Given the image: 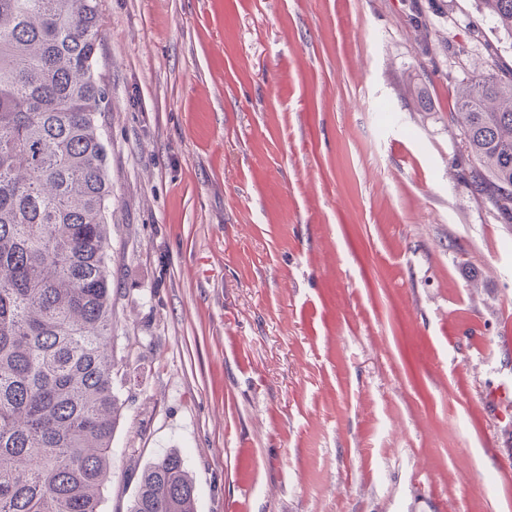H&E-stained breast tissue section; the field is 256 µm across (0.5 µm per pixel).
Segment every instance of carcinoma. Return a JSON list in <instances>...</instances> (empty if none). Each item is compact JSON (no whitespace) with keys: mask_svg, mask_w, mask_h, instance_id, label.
Here are the masks:
<instances>
[{"mask_svg":"<svg viewBox=\"0 0 512 512\" xmlns=\"http://www.w3.org/2000/svg\"><path fill=\"white\" fill-rule=\"evenodd\" d=\"M512 37V0H479ZM102 0H0V512H101L112 377V185L96 74ZM472 186L512 217V68L458 86ZM178 452L129 512H195Z\"/></svg>","mask_w":512,"mask_h":512,"instance_id":"obj_1","label":"carcinoma"}]
</instances>
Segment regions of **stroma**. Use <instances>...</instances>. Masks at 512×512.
<instances>
[{"instance_id":"stroma-1","label":"stroma","mask_w":512,"mask_h":512,"mask_svg":"<svg viewBox=\"0 0 512 512\" xmlns=\"http://www.w3.org/2000/svg\"><path fill=\"white\" fill-rule=\"evenodd\" d=\"M122 403L101 512H512V221L455 88L476 0H103ZM509 400L485 410V394ZM196 487L178 452H167L142 471L129 512H195Z\"/></svg>"}]
</instances>
